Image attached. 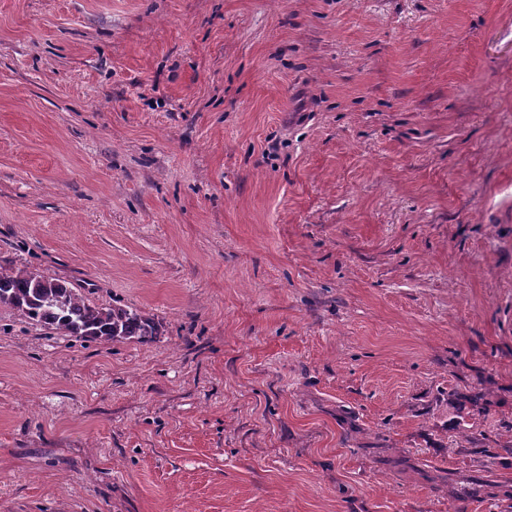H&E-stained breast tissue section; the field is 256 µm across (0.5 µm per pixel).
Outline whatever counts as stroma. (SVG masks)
I'll return each mask as SVG.
<instances>
[{
  "instance_id": "stroma-1",
  "label": "stroma",
  "mask_w": 512,
  "mask_h": 512,
  "mask_svg": "<svg viewBox=\"0 0 512 512\" xmlns=\"http://www.w3.org/2000/svg\"><path fill=\"white\" fill-rule=\"evenodd\" d=\"M0 512H512V0H0ZM0 303L57 334L83 340L146 342L159 333L154 319L141 311L98 306L64 280L1 264Z\"/></svg>"
}]
</instances>
